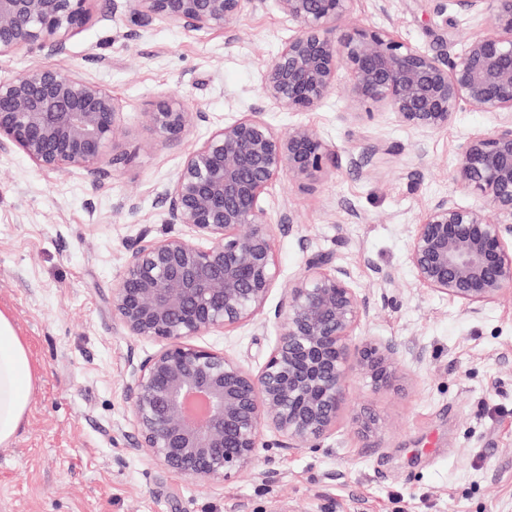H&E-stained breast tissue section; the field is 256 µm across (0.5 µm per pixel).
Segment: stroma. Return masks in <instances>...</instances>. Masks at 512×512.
Masks as SVG:
<instances>
[{
	"mask_svg": "<svg viewBox=\"0 0 512 512\" xmlns=\"http://www.w3.org/2000/svg\"><path fill=\"white\" fill-rule=\"evenodd\" d=\"M351 21L386 29L429 54H455L488 22L441 12L435 0H355ZM297 28L275 0L246 10L233 27L186 32L143 23L126 4L96 0L69 41L68 61L122 107V132L98 181L78 170L45 171L17 150L0 153V311L28 348L37 376L13 442L0 446V512H512V296L466 312L420 285L408 263L409 235L435 198L481 206L456 182L460 144L489 132L494 114L465 107L448 127L422 134L388 113L357 122L350 79L339 72L308 112L264 106L261 73ZM175 96L206 112L175 141L144 119L153 101ZM278 130H320L338 152L311 181L281 176L266 203L301 222L274 230L282 279L307 257L332 255L371 297L366 336L396 341L409 375L404 391L345 384V411L372 408L385 427L371 446L348 420L317 450L276 451V482L264 464L203 483L132 451L127 422L130 365L159 342L126 334L112 313L122 258L143 229L185 233L166 221L161 198L192 146L254 111ZM388 152L349 165L375 140ZM394 276L381 283V273ZM274 322L198 337L250 368L265 361Z\"/></svg>",
	"mask_w": 512,
	"mask_h": 512,
	"instance_id": "obj_1",
	"label": "stroma"
}]
</instances>
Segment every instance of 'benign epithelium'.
Here are the masks:
<instances>
[{
    "label": "benign epithelium",
    "instance_id": "1",
    "mask_svg": "<svg viewBox=\"0 0 512 512\" xmlns=\"http://www.w3.org/2000/svg\"><path fill=\"white\" fill-rule=\"evenodd\" d=\"M485 17L489 30L454 55H429L379 27L342 26L355 0H277L298 26L263 70L260 95L281 112H307L327 97L340 70L354 105H372L421 133L448 127L469 106L496 115L491 131L459 148L457 183L483 206L434 199L413 225L408 261L416 280L471 314L512 295V0H438ZM94 0H0V56L19 50L63 58L91 17ZM265 0H126L144 22L187 32L230 28L246 6ZM159 138L177 140L205 113L176 97L143 113ZM121 130L110 92L67 65H34L0 80V150L16 148L41 170L79 169L96 180ZM336 159L309 125L275 129L253 112L213 130L186 155L164 189L169 224L190 235L162 240L145 229L123 257L112 312L128 335L163 346L132 366L127 381L133 451L191 480L223 482L271 449H318L344 413V384L358 375L372 390H399L406 373L393 340L355 341L370 307L350 270L333 256H310L279 281L274 228L297 219L266 206L273 181L304 180ZM278 334L254 371L193 342L260 321L274 288ZM358 434L380 439V418L351 416Z\"/></svg>",
    "mask_w": 512,
    "mask_h": 512
}]
</instances>
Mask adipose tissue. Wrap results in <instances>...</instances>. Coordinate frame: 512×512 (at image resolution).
I'll return each mask as SVG.
<instances>
[{
  "instance_id": "adipose-tissue-1",
  "label": "adipose tissue",
  "mask_w": 512,
  "mask_h": 512,
  "mask_svg": "<svg viewBox=\"0 0 512 512\" xmlns=\"http://www.w3.org/2000/svg\"><path fill=\"white\" fill-rule=\"evenodd\" d=\"M35 376L11 320L0 313V446L10 444L27 413Z\"/></svg>"
}]
</instances>
